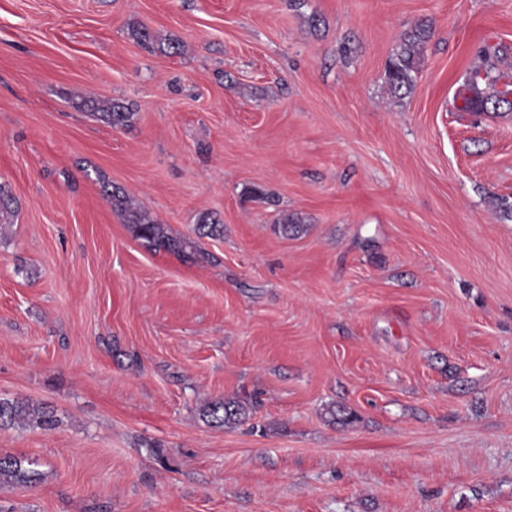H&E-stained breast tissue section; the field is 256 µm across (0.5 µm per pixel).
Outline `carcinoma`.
<instances>
[{
  "mask_svg": "<svg viewBox=\"0 0 512 512\" xmlns=\"http://www.w3.org/2000/svg\"><path fill=\"white\" fill-rule=\"evenodd\" d=\"M132 37L137 41L154 45L156 49L168 54H177L180 43L170 40L163 44L158 41L156 34L146 28H136ZM431 37V27L424 21L416 22L400 36L395 53L390 59L385 83L391 97L401 100L411 93L416 76L420 71L425 45ZM485 68L471 70L467 84L471 87L472 95L462 101L459 110L464 112H486L497 110L503 105L512 108V83L507 81L504 87L493 95L485 96L479 85L488 79L491 57L494 53L488 49L482 50ZM74 107L86 108L111 126L124 127L133 117L130 108L122 102H95L81 98L73 102ZM102 195L110 200L112 207L125 218V223L135 238L154 251H167L182 255L188 259H199L205 252L198 244L202 238L215 239L224 235V225L210 213H202L197 218L196 238H177L170 236L164 225L154 220L148 213L133 203L128 193L109 183H102ZM18 210L11 193L0 186V224L6 223ZM201 414L213 427H224L238 424L247 417L246 406L234 399L218 398L206 402ZM59 424L55 411L41 404L0 399V428L21 426L41 429H52ZM41 479L37 462L29 458L15 456H0V483H12L20 486H32Z\"/></svg>",
  "mask_w": 512,
  "mask_h": 512,
  "instance_id": "cac0c4a2",
  "label": "carcinoma"
}]
</instances>
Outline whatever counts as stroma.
Here are the masks:
<instances>
[{"instance_id": "obj_1", "label": "stroma", "mask_w": 512, "mask_h": 512, "mask_svg": "<svg viewBox=\"0 0 512 512\" xmlns=\"http://www.w3.org/2000/svg\"><path fill=\"white\" fill-rule=\"evenodd\" d=\"M485 48L512 73V0H0V398L60 420L0 429L43 474L0 512H512V108L458 109ZM105 182L224 235L149 250ZM431 34L430 25L420 21L400 36L385 73V83L392 98L401 100L411 93ZM73 105L79 109L87 108L93 111V114L97 115L100 120L111 126H128L134 115L133 112H130V108L127 105L119 101L95 102L80 98L75 100ZM195 235L197 240L202 238L215 239L224 235V225L210 213H202L197 218ZM247 408L240 401L218 398L206 402L201 414L214 427H224L239 424L247 417Z\"/></svg>"}]
</instances>
